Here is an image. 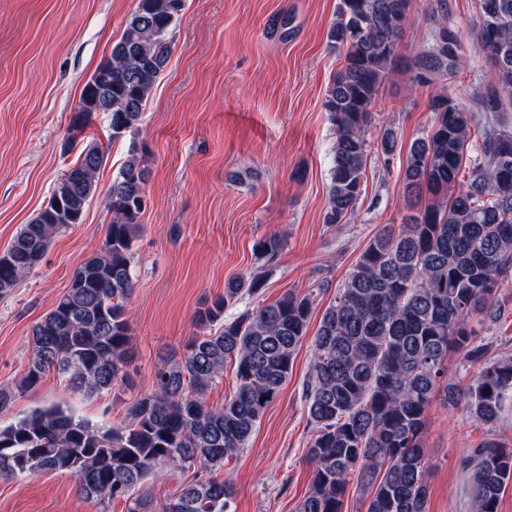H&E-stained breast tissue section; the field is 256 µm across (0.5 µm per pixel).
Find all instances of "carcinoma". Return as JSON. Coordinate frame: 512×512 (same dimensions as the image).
I'll return each mask as SVG.
<instances>
[{"label":"carcinoma","mask_w":512,"mask_h":512,"mask_svg":"<svg viewBox=\"0 0 512 512\" xmlns=\"http://www.w3.org/2000/svg\"><path fill=\"white\" fill-rule=\"evenodd\" d=\"M410 0H339L330 47L343 55L324 102L335 126L324 223L342 224L362 195L369 155L365 128L387 79ZM184 0H139L110 57L84 85L69 119L68 143L84 133L87 115L107 112L112 139L133 132L171 57L169 34ZM478 58L497 71V88L476 95L481 112L512 100V0H479ZM415 83L436 87L433 122L406 152L403 191L429 196L405 223L378 232L359 256L339 295L323 313L304 385L315 437L308 454L311 486L299 512H342L350 480L370 494L367 512H426L429 466L425 413L443 392L465 401L480 424L494 423L512 393V357L490 358L473 320L494 319L503 273L512 268V135L485 139L472 178L458 184L472 149L474 116L448 94L465 68L448 16L415 58ZM393 131L378 150L391 159ZM105 152L89 142L62 174L49 200L0 254V298L12 293L47 252L54 235L83 222ZM148 172L137 144L106 196L111 221L101 248L73 273L71 284L32 329L25 373L0 387V411L39 386L49 372L88 396L110 391L131 359L127 299L134 288V246L147 207ZM282 248L277 237L256 242L263 270L230 280L224 296L197 311L202 333L183 356L158 369L151 389L108 429L58 405L36 408L0 427V479L39 472L74 477L82 494L126 512H234V487L219 475L224 459L245 447L288 379L308 328L311 301L287 293L233 317L224 310L262 294ZM476 369L467 394L448 378V358ZM235 365L234 396L210 407L205 395ZM162 466L194 469L193 480L161 504L141 490ZM470 512H498L512 483V448L489 441L463 461Z\"/></svg>","instance_id":"obj_1"}]
</instances>
